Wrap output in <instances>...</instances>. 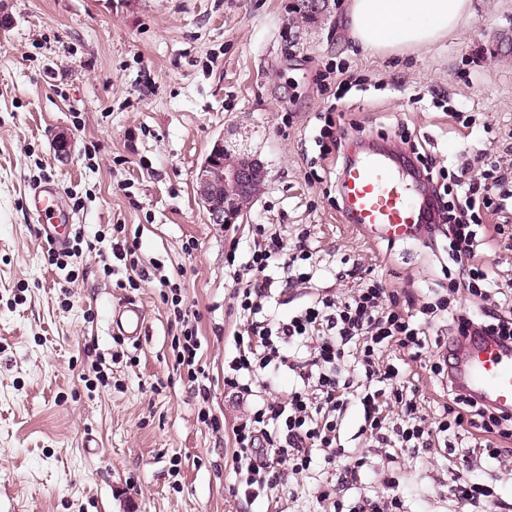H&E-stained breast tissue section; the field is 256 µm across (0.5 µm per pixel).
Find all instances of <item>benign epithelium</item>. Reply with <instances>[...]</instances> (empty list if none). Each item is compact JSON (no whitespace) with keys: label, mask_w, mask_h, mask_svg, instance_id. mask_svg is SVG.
Listing matches in <instances>:
<instances>
[{"label":"benign epithelium","mask_w":512,"mask_h":512,"mask_svg":"<svg viewBox=\"0 0 512 512\" xmlns=\"http://www.w3.org/2000/svg\"><path fill=\"white\" fill-rule=\"evenodd\" d=\"M268 170L257 158L230 149L218 139L197 178V195L209 223H234L262 189Z\"/></svg>","instance_id":"obj_1"}]
</instances>
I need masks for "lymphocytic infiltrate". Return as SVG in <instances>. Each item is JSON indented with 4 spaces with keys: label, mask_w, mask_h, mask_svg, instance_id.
Wrapping results in <instances>:
<instances>
[{
    "label": "lymphocytic infiltrate",
    "mask_w": 512,
    "mask_h": 512,
    "mask_svg": "<svg viewBox=\"0 0 512 512\" xmlns=\"http://www.w3.org/2000/svg\"><path fill=\"white\" fill-rule=\"evenodd\" d=\"M422 169L438 216L423 225V233L430 239L444 233L453 260L442 268L445 282L433 301L420 304L412 295L388 290L370 269L355 263L342 276L361 280V287L322 293L282 319L274 305L289 287L312 281L317 273L310 230H301L291 242L279 228L256 224L245 263H237L235 250H228L226 263L236 284L232 299L242 326L230 339L224 391L249 403L232 428L235 486L246 498L309 471L317 459L336 468L342 486L357 483L360 466L346 462L340 438L342 419L354 404L362 409L361 436L379 447L426 451L465 435L486 465L505 455L512 414L457 388L451 379L462 342L489 338L512 349V295L500 291L482 254L487 227L475 221L481 211L503 209L493 189L505 176L485 153L465 157L445 184L435 162L423 163ZM160 284L179 326L171 342L176 368L201 398H209V387L199 382L198 327L183 307L181 286L166 278ZM461 291L471 309L452 304L451 295ZM441 319L448 323L447 335L431 336V325ZM433 351L439 358L428 365L429 378L448 398L437 421L417 401L410 379L413 364ZM284 372L294 384L282 393L274 380Z\"/></svg>",
    "instance_id": "1"
}]
</instances>
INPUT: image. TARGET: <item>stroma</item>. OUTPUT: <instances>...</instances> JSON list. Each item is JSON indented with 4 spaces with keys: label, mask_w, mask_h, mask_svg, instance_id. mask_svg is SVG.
Wrapping results in <instances>:
<instances>
[{
    "label": "stroma",
    "mask_w": 512,
    "mask_h": 512,
    "mask_svg": "<svg viewBox=\"0 0 512 512\" xmlns=\"http://www.w3.org/2000/svg\"><path fill=\"white\" fill-rule=\"evenodd\" d=\"M343 3L303 20L296 0H0V512H330L321 493L337 488L333 469L290 476L268 498L232 492V427L244 408L223 383L225 339L240 326L230 243L242 262L252 225L302 224L320 242L318 287L347 290L334 273L348 255L388 289L424 298L436 288L447 242L390 247L342 222L329 190L342 163L321 160L315 143V115L331 106L342 126L358 125L360 144L410 153L404 127L440 166L466 144L512 171V0H472L448 39L387 57L351 45ZM453 108L475 118L469 137ZM236 130L269 176L223 227L199 204L196 175ZM48 181L73 214L69 232L94 243L69 283L24 206ZM116 224L196 311L220 431L199 420L202 401L176 370L158 282L104 276ZM127 302L148 320L137 342L111 324ZM95 361L109 387L81 381ZM360 423L349 407L341 442L365 465L345 499L381 495L395 476L409 512H455L462 474L512 502V455L489 468L461 447L374 448Z\"/></svg>",
    "instance_id": "stroma-1"
}]
</instances>
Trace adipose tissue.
Segmentation results:
<instances>
[{
	"instance_id": "obj_1",
	"label": "adipose tissue",
	"mask_w": 512,
	"mask_h": 512,
	"mask_svg": "<svg viewBox=\"0 0 512 512\" xmlns=\"http://www.w3.org/2000/svg\"><path fill=\"white\" fill-rule=\"evenodd\" d=\"M471 0H348L347 34L366 53L402 54L434 46L459 29Z\"/></svg>"
}]
</instances>
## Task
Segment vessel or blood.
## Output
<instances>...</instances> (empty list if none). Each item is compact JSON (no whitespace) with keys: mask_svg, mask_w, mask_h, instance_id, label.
<instances>
[{"mask_svg":"<svg viewBox=\"0 0 512 512\" xmlns=\"http://www.w3.org/2000/svg\"><path fill=\"white\" fill-rule=\"evenodd\" d=\"M339 194L345 223L370 237L391 241L413 238L418 225L434 222L427 204L429 183L423 174L403 172L399 160L388 150L355 153L339 176ZM29 211L39 225L41 240L53 248L66 242L70 211L58 198L53 184L32 188L26 196ZM112 321L127 338L141 339L146 330L142 308L122 305ZM458 386L493 406L512 410V352L489 342L471 345L454 372Z\"/></svg>","mask_w":512,"mask_h":512,"instance_id":"obj_1","label":"vessel or blood"}]
</instances>
